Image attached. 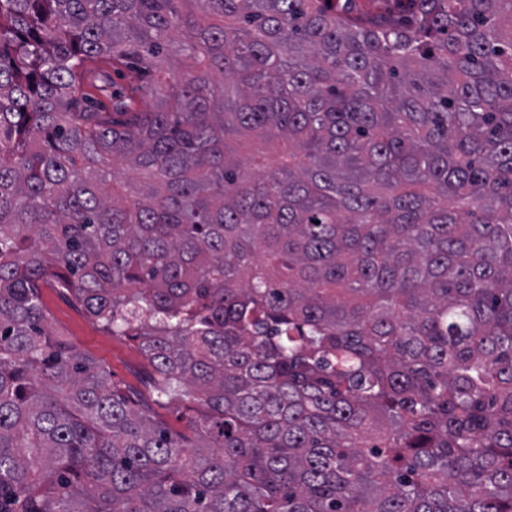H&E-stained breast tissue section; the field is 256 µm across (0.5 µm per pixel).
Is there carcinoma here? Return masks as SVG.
<instances>
[{
    "mask_svg": "<svg viewBox=\"0 0 512 512\" xmlns=\"http://www.w3.org/2000/svg\"><path fill=\"white\" fill-rule=\"evenodd\" d=\"M0 512H512V0H0ZM43 300L51 329L69 336L80 349L100 359L114 382L148 393L150 367L138 341L105 332L79 307L60 299L51 288L44 289Z\"/></svg>",
    "mask_w": 512,
    "mask_h": 512,
    "instance_id": "1",
    "label": "carcinoma"
}]
</instances>
